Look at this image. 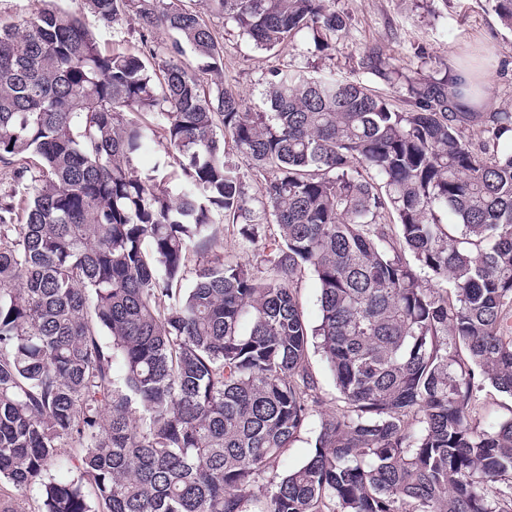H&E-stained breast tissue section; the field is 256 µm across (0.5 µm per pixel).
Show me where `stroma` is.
<instances>
[{
  "instance_id": "stroma-1",
  "label": "stroma",
  "mask_w": 512,
  "mask_h": 512,
  "mask_svg": "<svg viewBox=\"0 0 512 512\" xmlns=\"http://www.w3.org/2000/svg\"><path fill=\"white\" fill-rule=\"evenodd\" d=\"M60 8L79 14L102 48L131 49L138 33L129 20L106 27L87 10L81 0H0V22L13 23L42 10ZM335 9L346 27L334 51L317 50L303 38L279 50L265 53L240 34L223 16L211 15L210 23L224 45L225 88L239 93L247 109L268 111L263 90L270 70L306 66L323 73L359 79L389 100L398 110L408 108L404 92L363 73L358 51L377 44L396 66L441 77L461 73L467 88L476 95V112L512 111V30L505 28L487 0H336ZM244 193L255 221L249 226L218 224L216 253L225 261L245 265L255 276L268 273V255L277 227L262 204L263 179L245 170ZM308 365L318 386L321 402L317 414L326 417L344 406L334 376L322 353L310 348ZM512 418V396L484 386L477 392L472 422L485 428Z\"/></svg>"
}]
</instances>
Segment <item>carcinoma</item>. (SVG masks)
<instances>
[{
  "label": "carcinoma",
  "mask_w": 512,
  "mask_h": 512,
  "mask_svg": "<svg viewBox=\"0 0 512 512\" xmlns=\"http://www.w3.org/2000/svg\"><path fill=\"white\" fill-rule=\"evenodd\" d=\"M208 2L265 52L299 35L334 50L346 25L335 0ZM489 2L512 28V0ZM84 3L108 27L134 17L137 48L102 49L64 10L0 25V480L37 489L39 512H512V417L470 421L483 383L512 396V112L460 111L458 79L377 44L360 67L410 111L299 68L249 112L204 86L224 46L201 13ZM156 137L176 196L136 166ZM228 146L278 226L264 279L195 262L215 212L250 215ZM317 337L346 408L315 426ZM310 426V457L278 473ZM298 298L304 315L310 325L315 326L320 320V290L311 273L298 284Z\"/></svg>",
  "instance_id": "cac0c4a2"
}]
</instances>
